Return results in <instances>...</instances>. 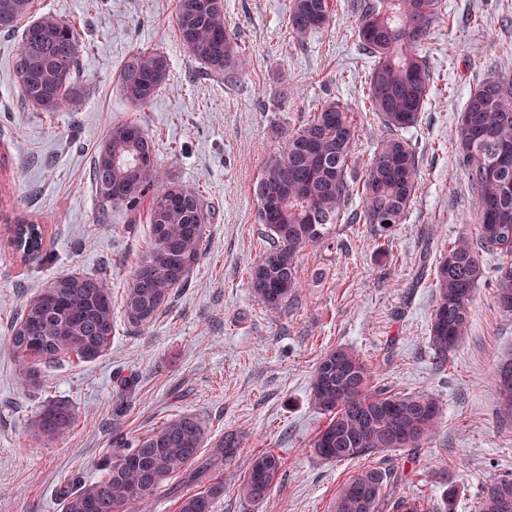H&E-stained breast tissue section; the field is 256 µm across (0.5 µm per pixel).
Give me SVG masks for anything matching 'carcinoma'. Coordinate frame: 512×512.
<instances>
[{
    "mask_svg": "<svg viewBox=\"0 0 512 512\" xmlns=\"http://www.w3.org/2000/svg\"><path fill=\"white\" fill-rule=\"evenodd\" d=\"M288 29L301 41L323 28L332 13L330 0H290ZM443 0H364L356 38L370 60L367 107L385 129L364 174L359 211L351 224H367L376 233L404 221L418 190L419 163L400 131L416 125L428 103L430 71L419 47ZM33 0H0V32L21 29L16 82L25 104L36 112H57L78 87L79 40L69 22L46 13L24 23ZM176 25L188 54L208 73L228 81L243 64L235 39L224 27V0H176ZM163 52L141 48L122 62L117 84L135 107L150 103L168 79ZM458 125L461 161L474 190L476 237L462 236L435 262L432 281L437 304L428 341L439 362L448 358L470 324L474 290L485 273L487 257L498 256L496 296L512 312V82L491 79L475 88ZM353 115L328 100L288 138L285 147L266 155L253 186L255 223L264 227L268 247L251 267L249 280L262 305L286 311L298 302L303 284L298 259L307 247L330 240L342 222L351 196L348 170L355 163ZM92 179L99 198L121 205L132 216L149 199L150 246L123 288L122 312L132 327L153 322L173 292L188 284L198 264L208 211L201 194L159 177L152 139L134 121L116 122L95 153ZM23 259L45 254L41 226L32 222L14 230ZM86 281L90 288H80ZM112 289L95 275L51 280L24 303L10 325L8 340L21 387L46 384L45 367L76 361L90 363L112 349ZM371 367L349 347L325 353L312 376V401L329 416L311 447L323 460L342 462L379 451L418 448L432 440L441 410L423 394L390 393L371 385ZM496 418L512 424V360L501 364ZM75 416L69 403L45 405L36 436L69 430ZM206 428L194 415L173 417L140 436L133 448H119L101 464L93 480L76 478L63 492V512L144 510L151 498L176 492L183 484L198 489L177 498V512H211L224 495V481L206 478L197 466ZM240 448L228 433L216 444L214 459L231 458ZM281 469L273 452L253 456L239 489L243 498L262 503ZM396 472L370 467L345 481L331 512H428L423 501L387 493ZM478 512H512V478L494 477L480 494Z\"/></svg>",
    "mask_w": 512,
    "mask_h": 512,
    "instance_id": "obj_1",
    "label": "carcinoma"
}]
</instances>
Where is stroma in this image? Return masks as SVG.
Returning a JSON list of instances; mask_svg holds the SVG:
<instances>
[{
	"label": "stroma",
	"mask_w": 512,
	"mask_h": 512,
	"mask_svg": "<svg viewBox=\"0 0 512 512\" xmlns=\"http://www.w3.org/2000/svg\"><path fill=\"white\" fill-rule=\"evenodd\" d=\"M42 12L72 22L80 47L79 97L58 112L27 107L15 78L19 33H0V512H62L73 477L93 478L109 449L128 444L167 419L198 416L209 457L225 433L240 454L209 472L223 479L212 512H330L341 484L360 469L393 468L395 493L443 512H478L494 476L512 472V429L499 426L498 365L512 357V313L498 305L490 280L476 287L470 327L439 364L428 343L436 305L422 256L438 258L449 242L474 237V197L454 137L471 90L512 79V0H445L422 47L431 95L406 131L419 160V190L388 236L341 223L332 239L300 257L302 303L273 311L252 296L247 275L267 239L253 216L252 188L268 152L329 99L357 118L350 171L361 189L364 161L384 130L366 106L368 66L356 30L361 0H332L328 26L297 41L288 30L289 0H224L227 30L243 50L234 80H217L177 36L175 0H36ZM138 48L170 59L169 79L151 107L136 110L119 93L117 72ZM122 120L137 121L155 143L165 179L202 191L211 220L202 257L187 287L158 319L129 327L121 297L149 247L145 215L129 219L103 206L90 179L95 151ZM45 225L44 257L20 261L15 225ZM83 273L112 289L111 350L84 364L48 368L52 394L70 401L74 425L34 440L44 396L22 388L8 343V322L54 278ZM358 351L374 386L423 392L442 409L433 441L347 462L324 461L311 442L328 420L311 400L313 370L328 350ZM135 378L118 398L115 375ZM270 451L282 469L267 501L239 494L250 454Z\"/></svg>",
	"instance_id": "1"
}]
</instances>
